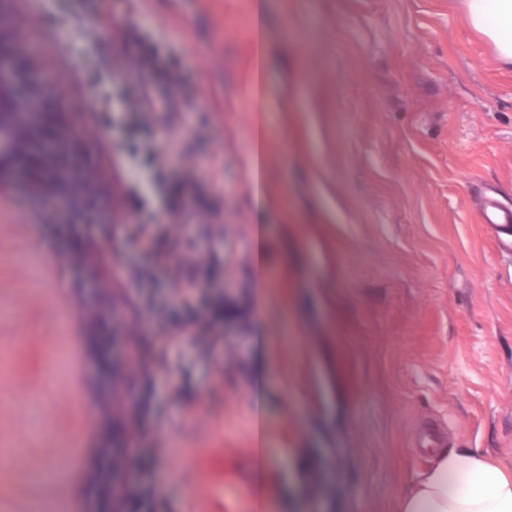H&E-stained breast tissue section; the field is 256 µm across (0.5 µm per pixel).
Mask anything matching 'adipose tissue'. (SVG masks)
Returning <instances> with one entry per match:
<instances>
[{
  "label": "adipose tissue",
  "mask_w": 512,
  "mask_h": 512,
  "mask_svg": "<svg viewBox=\"0 0 512 512\" xmlns=\"http://www.w3.org/2000/svg\"><path fill=\"white\" fill-rule=\"evenodd\" d=\"M469 24L512 63V0H467ZM399 512H512V467L480 448L437 452L400 498Z\"/></svg>",
  "instance_id": "ef3b65f1"
}]
</instances>
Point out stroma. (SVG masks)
I'll return each mask as SVG.
<instances>
[{
  "mask_svg": "<svg viewBox=\"0 0 512 512\" xmlns=\"http://www.w3.org/2000/svg\"><path fill=\"white\" fill-rule=\"evenodd\" d=\"M29 42L66 56L73 97L54 99L88 172L97 142L135 140L147 190L117 201L144 218L155 253L118 250L131 292L87 260L64 264L83 310L79 363L42 348L65 316L29 287L0 321L33 343L15 374L77 368L79 393L5 394L14 432L57 447L51 497L26 512H103L88 474L122 469L139 512H179L181 437L203 404L224 411V499L244 503L264 374L267 451L278 489L266 512H398L430 463L411 439L432 420L449 446L512 464V255L478 219L479 190L512 205V66L467 22L465 0H264L263 89L252 88L254 0H20ZM118 18L120 38L100 33ZM139 81L113 84L118 64ZM156 102L140 111L142 87ZM263 110L275 154L263 220L252 206L251 125ZM181 144L170 159L171 141ZM16 179L1 224H26ZM106 215L55 212L8 253L52 258L109 240ZM205 283L191 302L174 287ZM226 317H218V308ZM121 400H114V393ZM127 431L112 436L113 422Z\"/></svg>",
  "mask_w": 512,
  "mask_h": 512,
  "instance_id": "35a3bbf8",
  "label": "stroma"
}]
</instances>
